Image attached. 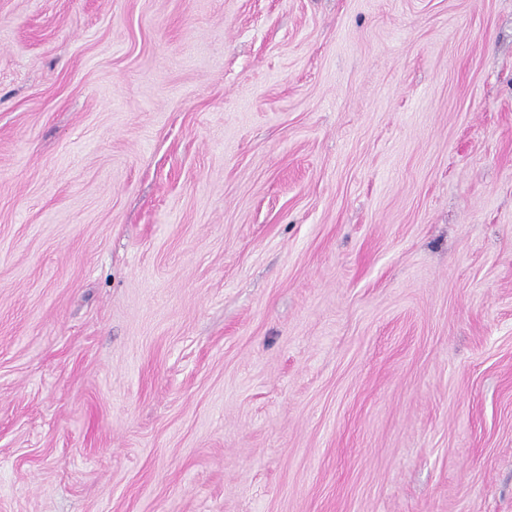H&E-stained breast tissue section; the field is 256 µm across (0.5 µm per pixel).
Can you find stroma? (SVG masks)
<instances>
[{
    "label": "stroma",
    "instance_id": "35a3bbf8",
    "mask_svg": "<svg viewBox=\"0 0 512 512\" xmlns=\"http://www.w3.org/2000/svg\"><path fill=\"white\" fill-rule=\"evenodd\" d=\"M0 512H512V0H0Z\"/></svg>",
    "mask_w": 512,
    "mask_h": 512
}]
</instances>
